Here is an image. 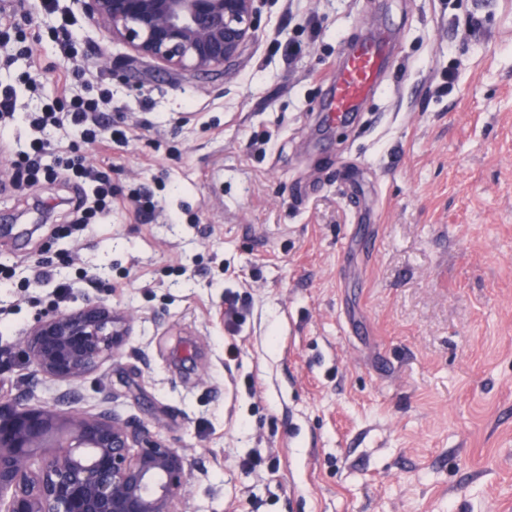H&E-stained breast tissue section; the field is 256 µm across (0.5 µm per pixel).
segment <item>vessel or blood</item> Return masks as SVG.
Instances as JSON below:
<instances>
[{
	"label": "vessel or blood",
	"mask_w": 512,
	"mask_h": 512,
	"mask_svg": "<svg viewBox=\"0 0 512 512\" xmlns=\"http://www.w3.org/2000/svg\"><path fill=\"white\" fill-rule=\"evenodd\" d=\"M391 52L382 36L362 40L336 63V74L324 107L327 123L351 119L354 112L379 88L384 64Z\"/></svg>",
	"instance_id": "b4317fda"
}]
</instances>
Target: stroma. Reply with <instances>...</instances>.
I'll list each match as a JSON object with an SVG mask.
<instances>
[{"label": "stroma", "mask_w": 512, "mask_h": 512, "mask_svg": "<svg viewBox=\"0 0 512 512\" xmlns=\"http://www.w3.org/2000/svg\"><path fill=\"white\" fill-rule=\"evenodd\" d=\"M257 8L236 66L197 76L110 42L76 0H22L33 54L0 65L17 112L61 95L76 65L87 81L73 91H109L130 141L50 134L112 168V212L82 241L59 205L81 184L56 156L46 178L0 190L13 224H0V348L59 303L96 298L132 322L74 387L14 353L0 397L74 388L91 408L110 394L185 453L187 512H512V0ZM383 27L395 50L381 91L324 128L337 60ZM61 28L76 35L67 56ZM32 65L35 93L19 82ZM145 187L148 218L130 200ZM40 263L54 283L27 287ZM248 456L262 465L241 468Z\"/></svg>", "instance_id": "35a3bbf8"}]
</instances>
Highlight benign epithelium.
I'll return each instance as SVG.
<instances>
[{
	"instance_id": "obj_1",
	"label": "benign epithelium",
	"mask_w": 512,
	"mask_h": 512,
	"mask_svg": "<svg viewBox=\"0 0 512 512\" xmlns=\"http://www.w3.org/2000/svg\"><path fill=\"white\" fill-rule=\"evenodd\" d=\"M111 40L175 70L225 72L253 37L256 0H77ZM130 316L96 299L36 318L19 352L39 375L76 384L112 357ZM104 395L53 406L0 398V512H185V454Z\"/></svg>"
}]
</instances>
